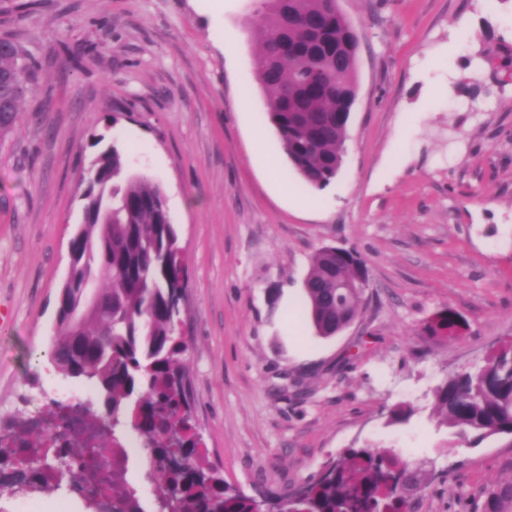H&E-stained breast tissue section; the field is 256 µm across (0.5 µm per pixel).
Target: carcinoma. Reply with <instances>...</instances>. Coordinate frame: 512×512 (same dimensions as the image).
Wrapping results in <instances>:
<instances>
[{"mask_svg": "<svg viewBox=\"0 0 512 512\" xmlns=\"http://www.w3.org/2000/svg\"><path fill=\"white\" fill-rule=\"evenodd\" d=\"M265 7L267 22L256 33L261 45L256 75L269 93L268 118L292 169L306 185L323 189L343 161L357 89L358 39L336 0H265ZM478 57L493 73L512 75L511 48L502 54L483 49ZM35 67L12 36H0V130L16 122L22 98L16 91L18 74L28 77ZM162 199L159 183L127 171L117 144L92 161L65 292L77 305L82 285L92 278L101 306L96 316L81 319L80 332L93 343L77 350L71 345L74 324L64 315L57 317L51 360L65 376L97 386L112 428L126 419L144 437L163 474L158 512H253V503L226 486L209 464L191 423L183 386L182 311L175 301L177 274L187 267ZM338 279L353 288L336 290ZM359 281H367V269L356 252L324 247L315 253L304 290L318 335L332 337L358 315L365 294ZM460 327L461 319L446 308L428 329L455 335ZM433 404L439 425L455 430L463 441L512 439V343L482 365L448 378L434 390ZM169 453L184 456L185 468L165 467L162 458ZM352 457L360 461L358 474L331 462L299 492L305 500L288 492L280 500L291 512H401L426 473L425 463L403 460L387 449L355 451ZM2 460L13 462L14 493L51 485L59 489L71 482L64 473L48 481L31 475L11 448L0 447ZM391 469L402 474V483L389 493L380 475ZM485 512H512V482L489 491Z\"/></svg>", "mask_w": 512, "mask_h": 512, "instance_id": "1", "label": "carcinoma"}]
</instances>
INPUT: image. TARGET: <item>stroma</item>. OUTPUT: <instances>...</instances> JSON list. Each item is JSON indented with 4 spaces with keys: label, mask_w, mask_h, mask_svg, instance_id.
<instances>
[{
    "label": "stroma",
    "mask_w": 512,
    "mask_h": 512,
    "mask_svg": "<svg viewBox=\"0 0 512 512\" xmlns=\"http://www.w3.org/2000/svg\"><path fill=\"white\" fill-rule=\"evenodd\" d=\"M338 7L358 35L357 95L340 171L316 190L257 81L263 0H0V35L40 63L0 134L1 416L82 386L49 346L89 167L115 144L167 196L185 389L227 486L271 501L369 447L431 461L408 512H483L512 479L504 440L461 444L433 412L437 386L512 341V81L477 55L512 30V0ZM327 246L358 253L368 286L323 338L302 306ZM446 308L461 335L428 331ZM398 404L408 422H390Z\"/></svg>",
    "instance_id": "stroma-1"
}]
</instances>
